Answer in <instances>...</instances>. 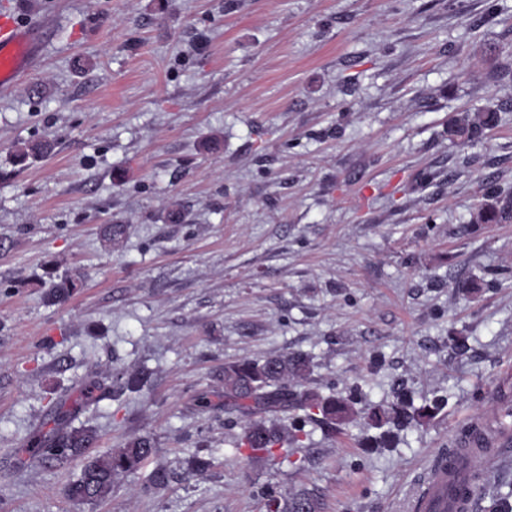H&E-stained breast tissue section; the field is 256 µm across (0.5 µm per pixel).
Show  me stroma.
Wrapping results in <instances>:
<instances>
[{"label": "stroma", "mask_w": 512, "mask_h": 512, "mask_svg": "<svg viewBox=\"0 0 512 512\" xmlns=\"http://www.w3.org/2000/svg\"><path fill=\"white\" fill-rule=\"evenodd\" d=\"M8 7L52 34L0 95V512H265V492L303 489L320 512H406L471 422L512 428V223L472 221L487 188L512 192V0ZM484 107L498 125L452 144L449 121ZM41 137L52 153L14 166ZM52 262L82 277L63 304ZM298 352L312 370L291 388L353 399L356 419L308 426L288 461L240 457L225 363ZM123 367L149 372L141 392L113 385ZM400 391L446 403L371 449L367 412ZM51 400L97 450L158 451L73 501L82 459L22 455ZM473 470L512 490V447Z\"/></svg>", "instance_id": "1"}]
</instances>
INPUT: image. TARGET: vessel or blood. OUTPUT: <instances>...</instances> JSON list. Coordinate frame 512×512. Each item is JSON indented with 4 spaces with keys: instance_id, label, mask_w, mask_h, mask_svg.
Masks as SVG:
<instances>
[{
    "instance_id": "obj_1",
    "label": "vessel or blood",
    "mask_w": 512,
    "mask_h": 512,
    "mask_svg": "<svg viewBox=\"0 0 512 512\" xmlns=\"http://www.w3.org/2000/svg\"><path fill=\"white\" fill-rule=\"evenodd\" d=\"M48 30L47 22L42 20L23 21L0 15V94L9 93L28 78L41 55ZM490 445L512 446V435L504 430L487 433L482 422H475L474 433L465 438L462 448L441 458L427 471L416 498L420 512H444L446 489L455 480L457 470L470 463L472 449Z\"/></svg>"
}]
</instances>
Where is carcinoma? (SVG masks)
<instances>
[{
	"mask_svg": "<svg viewBox=\"0 0 512 512\" xmlns=\"http://www.w3.org/2000/svg\"><path fill=\"white\" fill-rule=\"evenodd\" d=\"M498 123V114L490 109L467 113L448 125V136L463 144L480 139L485 131ZM48 140H32L22 143L16 149L20 164L28 159L42 156L52 150ZM512 221V197H496L491 204L479 205L474 217L475 224H501ZM79 281L63 276L51 288L48 299L54 303L67 301L76 293ZM310 369V359L304 354H284L268 357L261 361L244 359L224 365V406L236 411L244 419L241 433L236 437V450L248 458L259 455L272 456L274 451L288 444H297L305 435L306 423L312 421L329 430L336 429V423L350 419L354 411L350 403L334 395L324 397L316 391L295 393L288 388V380L301 378ZM112 377L129 392H139L144 387V372L139 370H116ZM443 400L437 399L433 406L414 407L411 394L401 392L396 403L379 406L369 413L370 425L380 428L386 424L392 429L383 432L375 443L379 448L388 447L401 428L429 416L437 410ZM297 410L305 411L302 416L292 418L290 424L268 423L262 416L283 415ZM44 424L49 426L45 433L32 437L29 447L35 450L40 461L62 467L98 441V435L91 429L73 428L69 425L68 413L63 405L50 406ZM156 441L147 435L132 436L115 448L87 457L79 477L67 486L68 496L79 502L96 503L112 493L115 479L135 474L145 461L156 454ZM267 512H318L317 499L309 492L302 491L284 501L272 497L267 502ZM486 512H512V492L503 494L494 489L491 504Z\"/></svg>",
	"mask_w": 512,
	"mask_h": 512,
	"instance_id": "carcinoma-1",
	"label": "carcinoma"
}]
</instances>
